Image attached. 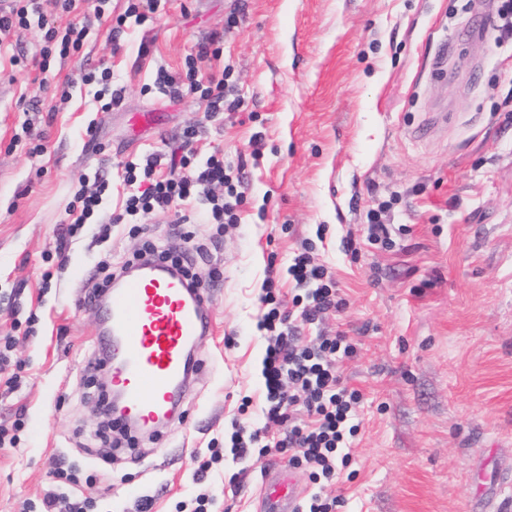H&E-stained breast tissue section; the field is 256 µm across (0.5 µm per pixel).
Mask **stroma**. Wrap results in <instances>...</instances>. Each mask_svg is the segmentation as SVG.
Returning <instances> with one entry per match:
<instances>
[{"label":"stroma","instance_id":"obj_1","mask_svg":"<svg viewBox=\"0 0 512 512\" xmlns=\"http://www.w3.org/2000/svg\"><path fill=\"white\" fill-rule=\"evenodd\" d=\"M499 0H160L145 23L127 0H105L118 34L92 25L79 55L40 72L38 26L13 39L20 67L0 68V336H12L20 381L0 376V425L23 424L0 447V512L38 505L52 459L74 466L75 493L98 512H182L196 490L192 456L224 447L233 419L264 426L256 327L268 268L291 302L290 258L309 252L346 302L322 327L358 344L343 361L364 399L350 459L327 494L340 512H498L512 484V40L496 31ZM240 109L208 118L192 96L173 103L159 69L184 70L211 33ZM120 52H113V43ZM108 63L122 101L101 110L84 69ZM71 97L61 101L62 90ZM31 122L44 144L13 143ZM198 135L245 160L247 198L236 224L153 211L137 224H101L120 211L124 167ZM106 173L112 195L98 222L57 254V229L81 180ZM390 202L394 245L363 243L367 214ZM189 215L180 224L177 214ZM362 242L358 257L346 237ZM189 253L209 297L213 330L194 348L199 369L180 413L136 452L99 431L101 312L83 304L103 262L146 244ZM287 455L225 458L208 481L211 512H258L262 474Z\"/></svg>","mask_w":512,"mask_h":512}]
</instances>
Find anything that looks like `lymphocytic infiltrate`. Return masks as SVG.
Listing matches in <instances>:
<instances>
[{"label":"lymphocytic infiltrate","instance_id":"f902f5d3","mask_svg":"<svg viewBox=\"0 0 512 512\" xmlns=\"http://www.w3.org/2000/svg\"><path fill=\"white\" fill-rule=\"evenodd\" d=\"M54 2L57 11L51 14L45 11L43 0H8L0 10V51L8 48L19 30L28 27L34 15L41 31L40 69H47L53 57L80 52L88 29L82 16L86 0ZM61 13L69 15L68 23H58ZM157 85L174 101L199 96L212 117L238 106L237 101L226 100L222 77H199L192 56L186 59L185 75L175 77L158 71ZM126 170L131 190L113 223L133 224L141 214L163 211L189 199L196 201L209 223L234 224L239 220L238 209L248 183L243 166H232L222 156L213 154L198 161L186 155L151 153L139 162L128 163ZM108 189V181L98 179L92 187L79 190L76 199L81 204L80 213L61 225V246L73 242L88 219L98 213ZM288 273L305 289L304 296L293 299L299 314L283 310L273 278L265 279L259 297L262 315L258 328L264 331L267 342L262 360L267 424L253 427L232 421L228 443L233 459L240 461L290 450V466L308 469L311 479L323 488L335 481L339 467L350 458L345 451L347 438L358 430L355 418L363 394L347 385L339 371V361L355 352L347 336H318L306 343L299 336V325H317L327 314L345 306L326 268L301 253L293 258ZM271 422L282 424V431L269 433L267 425ZM322 488L308 496L300 512H338L343 498L324 494Z\"/></svg>","mask_w":512,"mask_h":512}]
</instances>
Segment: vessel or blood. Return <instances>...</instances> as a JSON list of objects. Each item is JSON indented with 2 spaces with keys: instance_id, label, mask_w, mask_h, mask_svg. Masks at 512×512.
Here are the masks:
<instances>
[{
  "instance_id": "obj_1",
  "label": "vessel or blood",
  "mask_w": 512,
  "mask_h": 512,
  "mask_svg": "<svg viewBox=\"0 0 512 512\" xmlns=\"http://www.w3.org/2000/svg\"><path fill=\"white\" fill-rule=\"evenodd\" d=\"M104 294L111 384L122 396L112 418L156 433L188 385L197 340L211 332L208 299L168 262L152 257L114 278ZM299 498L290 472L264 474L259 512H296Z\"/></svg>"
}]
</instances>
